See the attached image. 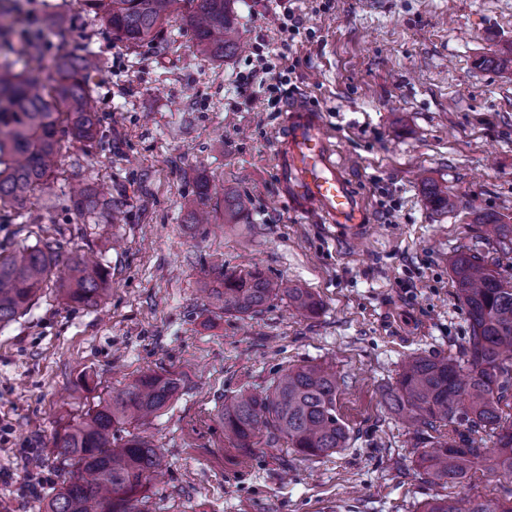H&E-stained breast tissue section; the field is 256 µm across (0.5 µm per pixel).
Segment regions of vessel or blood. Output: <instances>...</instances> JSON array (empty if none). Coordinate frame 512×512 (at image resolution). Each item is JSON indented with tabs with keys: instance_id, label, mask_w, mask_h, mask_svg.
Wrapping results in <instances>:
<instances>
[{
	"instance_id": "1",
	"label": "vessel or blood",
	"mask_w": 512,
	"mask_h": 512,
	"mask_svg": "<svg viewBox=\"0 0 512 512\" xmlns=\"http://www.w3.org/2000/svg\"><path fill=\"white\" fill-rule=\"evenodd\" d=\"M284 110L276 141L283 195L295 212L315 213L323 222L356 234L367 214L336 158L319 114L298 101L286 103Z\"/></svg>"
}]
</instances>
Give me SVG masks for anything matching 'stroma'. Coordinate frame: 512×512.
I'll return each mask as SVG.
<instances>
[{"label":"stroma","mask_w":512,"mask_h":512,"mask_svg":"<svg viewBox=\"0 0 512 512\" xmlns=\"http://www.w3.org/2000/svg\"><path fill=\"white\" fill-rule=\"evenodd\" d=\"M292 3L293 37L266 0H237L242 48L218 60L199 55L177 21L127 49L83 0H21L44 34V63L65 49L99 56L92 85L104 138L63 151L34 201L42 223L0 224V243L55 238L93 254L111 291L72 307L49 284L0 326V512H40L61 482L47 458L55 434L95 393L149 369L181 382L139 429L166 462L147 489L148 512H414L438 494L417 475L410 429L380 391L410 356L443 357L463 343L468 314L448 259L475 244L483 216L512 224V70L481 64L512 51V0ZM288 38L295 97L320 113L365 204L359 239L291 209L274 155L283 114L240 89L262 53ZM203 179L219 204L228 187L246 196L248 223H225L220 208L211 223H190ZM78 183L112 197L124 223L76 222L68 194ZM433 183L453 210L430 204ZM254 267L308 288L319 314L302 317L278 298L251 317L210 306L201 269ZM307 363L346 380L347 448L307 459L278 443L241 458L219 418L225 399ZM446 492L505 498L512 476L486 460Z\"/></svg>","instance_id":"stroma-1"}]
</instances>
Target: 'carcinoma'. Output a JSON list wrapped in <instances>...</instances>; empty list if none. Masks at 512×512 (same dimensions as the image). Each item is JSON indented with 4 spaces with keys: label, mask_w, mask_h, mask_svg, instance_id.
I'll return each instance as SVG.
<instances>
[{
    "label": "carcinoma",
    "mask_w": 512,
    "mask_h": 512,
    "mask_svg": "<svg viewBox=\"0 0 512 512\" xmlns=\"http://www.w3.org/2000/svg\"><path fill=\"white\" fill-rule=\"evenodd\" d=\"M84 2L112 39L131 47L179 15L193 31L199 53L224 59L236 50L234 0ZM14 9V0H0V46L15 56L0 61V221L7 224L15 215L39 224L31 199L49 187L64 143H92L98 137L101 118L89 80L101 61L90 51H64L52 73L42 76L38 35H25L17 45L9 39ZM211 199L205 182L189 203L191 223L208 222ZM69 201L79 219L106 216L116 224L123 218L112 199L98 196L88 184L75 189ZM247 211L246 197L224 191L227 222L239 223ZM482 224L495 258L489 262L459 250L449 259L455 294L469 317V336L446 357H410L384 392L389 410L413 428L414 447L421 449L419 475L442 486L463 482L487 459L512 476V281L501 273V261L512 259V224L497 217H485ZM61 262L67 269L57 287L63 301L91 306L107 297L109 273L86 255L66 250L63 242L47 239L13 250L0 243L1 325L33 303ZM276 297L288 299L304 317L320 308L308 289L274 282L257 268L221 272L209 288L210 306L224 314L253 316ZM345 386L330 366L289 368L262 395L241 392L224 400V436L244 457L254 453L265 433L307 458L331 456L350 440L337 408ZM178 388L171 373L145 372L108 390L84 415L67 422L50 452L63 480L42 501L41 512H136V504L147 503L146 487L163 457L136 434L117 439L116 429L145 423ZM416 512H512V498L436 495L419 503Z\"/></svg>",
    "instance_id": "cac0c4a2"
}]
</instances>
